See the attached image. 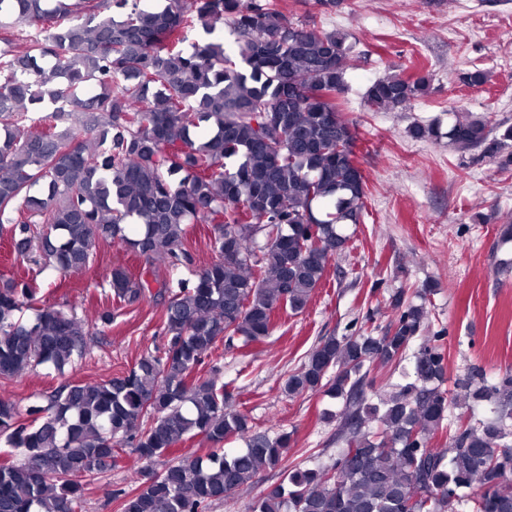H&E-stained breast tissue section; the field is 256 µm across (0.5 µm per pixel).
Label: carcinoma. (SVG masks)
<instances>
[{"label":"carcinoma","instance_id":"cac0c4a2","mask_svg":"<svg viewBox=\"0 0 512 512\" xmlns=\"http://www.w3.org/2000/svg\"><path fill=\"white\" fill-rule=\"evenodd\" d=\"M220 19L233 54L209 38ZM1 43L0 228L17 254L66 275L107 242L188 267V227L205 223L215 258L167 291L162 354L98 383L68 381L25 419L0 400V512H80L127 448L145 466L120 512H205L266 469L283 480L251 512H512L511 373L473 370L447 389L435 336L410 381L388 393L370 377L404 360L424 324V306L402 292L383 334L323 336L284 382L292 397L343 401L330 463L288 467L290 434L255 429L224 383L195 376L224 344L264 342L276 312L304 311L345 248L342 225L360 223L366 182L338 102L358 61L346 35L293 21L278 0H0ZM428 86L398 73L365 102L403 108ZM493 131L491 117L459 112L447 137L497 153L512 128ZM110 286L126 305L146 295L123 267ZM90 335L74 312L35 306L0 279V378L42 365L62 374ZM479 405L490 415L448 419ZM444 433L448 447H434ZM198 435L207 453L149 467ZM232 440L244 447H224Z\"/></svg>","mask_w":512,"mask_h":512}]
</instances>
